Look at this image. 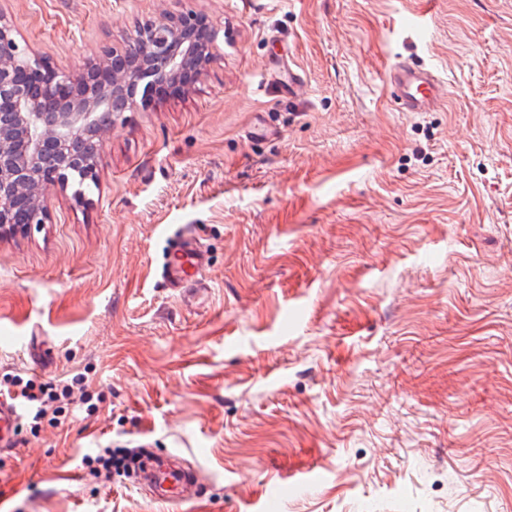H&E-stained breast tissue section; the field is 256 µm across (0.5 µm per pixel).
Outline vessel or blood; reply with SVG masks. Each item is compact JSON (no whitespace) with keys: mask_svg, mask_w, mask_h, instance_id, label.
Returning <instances> with one entry per match:
<instances>
[{"mask_svg":"<svg viewBox=\"0 0 512 512\" xmlns=\"http://www.w3.org/2000/svg\"><path fill=\"white\" fill-rule=\"evenodd\" d=\"M387 81L392 93L400 101L404 111L424 112L442 100L445 91L433 75L418 69L406 61H396L389 69ZM209 264L207 251L202 247L196 232L185 229L171 244L161 266L160 277L167 287L175 290L195 288L200 284L199 277ZM21 416L18 405L0 400V450L13 451L16 440L13 427ZM143 481L157 485V500L167 503L187 501V494L162 490L161 484L169 478H177L178 473L167 463L140 464Z\"/></svg>","mask_w":512,"mask_h":512,"instance_id":"b4317fda","label":"vessel or blood"}]
</instances>
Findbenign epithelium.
<instances>
[{
    "label": "benign epithelium",
    "instance_id": "benign-epithelium-1",
    "mask_svg": "<svg viewBox=\"0 0 512 512\" xmlns=\"http://www.w3.org/2000/svg\"><path fill=\"white\" fill-rule=\"evenodd\" d=\"M215 31L188 10L148 23L122 53H107L73 76L30 59L0 15V224L45 221L51 186L95 181L103 150L83 148L87 137L104 145L117 117L186 76H200L215 52Z\"/></svg>",
    "mask_w": 512,
    "mask_h": 512
}]
</instances>
